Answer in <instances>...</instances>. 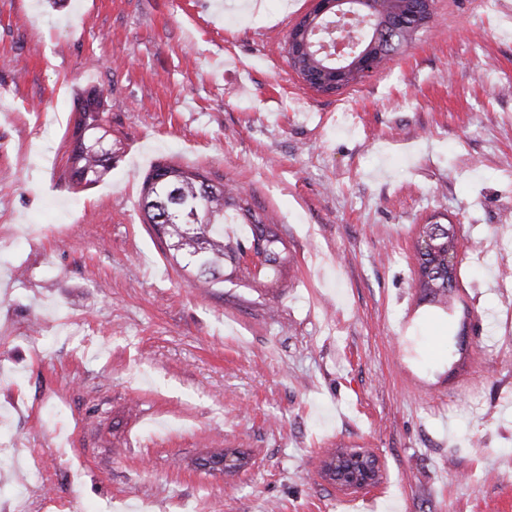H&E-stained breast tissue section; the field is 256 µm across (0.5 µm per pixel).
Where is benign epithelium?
<instances>
[{
  "label": "benign epithelium",
  "mask_w": 512,
  "mask_h": 512,
  "mask_svg": "<svg viewBox=\"0 0 512 512\" xmlns=\"http://www.w3.org/2000/svg\"><path fill=\"white\" fill-rule=\"evenodd\" d=\"M433 0H311V8L292 28L288 39V57L300 73L303 83L322 93H333L359 81L379 68L382 53L375 44L346 46L337 43L330 52L323 41V25L365 15L369 27L378 22L392 32L407 36L424 27L431 19ZM340 473L330 471L325 477L336 484L348 482V491H362L382 479L379 458L368 448L348 450L333 460Z\"/></svg>",
  "instance_id": "7a95c632"
}]
</instances>
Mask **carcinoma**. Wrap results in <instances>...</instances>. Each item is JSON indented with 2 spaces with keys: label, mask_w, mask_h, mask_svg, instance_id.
I'll list each match as a JSON object with an SVG mask.
<instances>
[{
  "label": "carcinoma",
  "mask_w": 512,
  "mask_h": 512,
  "mask_svg": "<svg viewBox=\"0 0 512 512\" xmlns=\"http://www.w3.org/2000/svg\"><path fill=\"white\" fill-rule=\"evenodd\" d=\"M101 94L93 89L77 100L74 142L68 157L71 178L86 186L100 182L112 168V138L97 146V135L106 133L105 117L100 112ZM207 175L171 164H157L143 183L144 223L151 225L164 241L173 259L192 267L199 282L215 285L224 282V260L235 263L258 242L263 244L266 266L286 260L281 241L243 192L222 184L205 185ZM245 225V240L231 239L232 225ZM422 297L439 301L454 285L434 271L418 280Z\"/></svg>",
  "instance_id": "carcinoma-1"
}]
</instances>
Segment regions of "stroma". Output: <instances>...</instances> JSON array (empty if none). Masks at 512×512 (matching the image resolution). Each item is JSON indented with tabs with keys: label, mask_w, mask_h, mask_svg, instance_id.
I'll use <instances>...</instances> for the list:
<instances>
[{
	"label": "stroma",
	"mask_w": 512,
	"mask_h": 512,
	"mask_svg": "<svg viewBox=\"0 0 512 512\" xmlns=\"http://www.w3.org/2000/svg\"><path fill=\"white\" fill-rule=\"evenodd\" d=\"M309 6L0 0V512H512V0H435L332 94L288 63ZM91 88L116 153L83 188ZM158 162L251 195L287 265L199 287L141 219ZM424 224L460 229L447 312ZM335 448L383 463L360 507ZM101 98V94L93 89L77 100L76 111L80 117L76 123L75 139L68 162L72 180L84 186L100 182L112 168V137L109 136L106 144L99 147L111 135L109 130L105 135L106 120L104 113L100 112ZM100 133L103 134L97 137ZM103 135L105 137L98 141L97 146V140ZM438 266H435V269ZM434 275L422 276L423 279L418 280V285L422 293L423 299H429L430 301H441L448 292H451L454 285L447 283L443 275H439V271H433ZM425 277L427 279H425Z\"/></svg>",
	"instance_id": "stroma-1"
}]
</instances>
